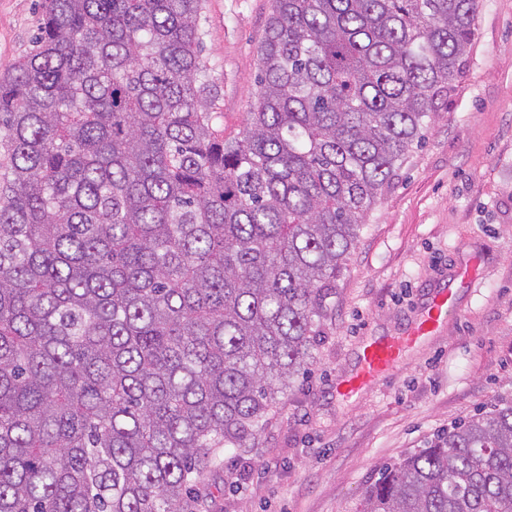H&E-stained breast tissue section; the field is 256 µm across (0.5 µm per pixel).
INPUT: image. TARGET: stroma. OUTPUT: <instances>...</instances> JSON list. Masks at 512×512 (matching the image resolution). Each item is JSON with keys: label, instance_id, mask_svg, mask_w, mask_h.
I'll return each mask as SVG.
<instances>
[{"label": "stroma", "instance_id": "35a3bbf8", "mask_svg": "<svg viewBox=\"0 0 512 512\" xmlns=\"http://www.w3.org/2000/svg\"><path fill=\"white\" fill-rule=\"evenodd\" d=\"M41 0H0V73L32 45ZM270 0H204L213 126L255 103ZM462 80L360 232L313 363L250 448H223L197 484L204 512H358L381 464L512 399V0H481ZM478 260L457 310L382 381L345 400L363 339L403 333L439 274Z\"/></svg>", "mask_w": 512, "mask_h": 512}]
</instances>
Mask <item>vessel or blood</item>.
<instances>
[{"instance_id": "b4317fda", "label": "vessel or blood", "mask_w": 512, "mask_h": 512, "mask_svg": "<svg viewBox=\"0 0 512 512\" xmlns=\"http://www.w3.org/2000/svg\"><path fill=\"white\" fill-rule=\"evenodd\" d=\"M474 278L472 266L458 268L448 283L434 289L414 323L400 336H378L364 341L354 373L337 382L340 395L351 396L388 375L407 349L433 336L456 308V292Z\"/></svg>"}]
</instances>
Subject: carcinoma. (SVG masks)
<instances>
[{
    "mask_svg": "<svg viewBox=\"0 0 512 512\" xmlns=\"http://www.w3.org/2000/svg\"><path fill=\"white\" fill-rule=\"evenodd\" d=\"M480 0H271L212 126L203 0H42L0 75V512H185L310 364ZM359 512H512V402L384 465Z\"/></svg>",
    "mask_w": 512,
    "mask_h": 512,
    "instance_id": "carcinoma-1",
    "label": "carcinoma"
}]
</instances>
